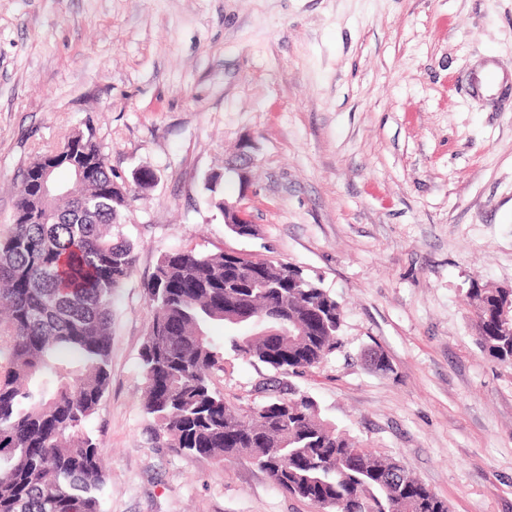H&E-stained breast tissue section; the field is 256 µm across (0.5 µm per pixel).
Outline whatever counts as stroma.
Segmentation results:
<instances>
[{
    "instance_id": "1",
    "label": "stroma",
    "mask_w": 512,
    "mask_h": 512,
    "mask_svg": "<svg viewBox=\"0 0 512 512\" xmlns=\"http://www.w3.org/2000/svg\"><path fill=\"white\" fill-rule=\"evenodd\" d=\"M489 59L512 70V0H0V235L24 170L85 127L117 180L154 175L121 213L136 264L88 423L103 512H316L247 457L156 435L144 285L176 249L319 279L344 310L341 347L295 387L451 512H512V368L481 352L467 303L472 281L512 287V110L467 85ZM244 144L243 184L224 166ZM214 171L258 237L229 232ZM271 376L228 351L214 384L244 407Z\"/></svg>"
}]
</instances>
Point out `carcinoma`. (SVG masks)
<instances>
[{
    "label": "carcinoma",
    "instance_id": "1",
    "mask_svg": "<svg viewBox=\"0 0 512 512\" xmlns=\"http://www.w3.org/2000/svg\"><path fill=\"white\" fill-rule=\"evenodd\" d=\"M83 176L53 191L43 172ZM112 167L93 128L38 156L22 176L9 233L0 236V512H102V448L87 425L110 384L112 303L133 272V244L114 232ZM153 316L140 353L144 411L171 446L220 461L247 456L317 512H449L448 502L321 417L288 388L245 408L213 386L224 349V295L257 317L288 321L283 341L229 327L237 357L301 375L339 347L343 310L301 268L252 256L162 255L146 286ZM482 352L512 367V288L467 291Z\"/></svg>",
    "mask_w": 512,
    "mask_h": 512
}]
</instances>
